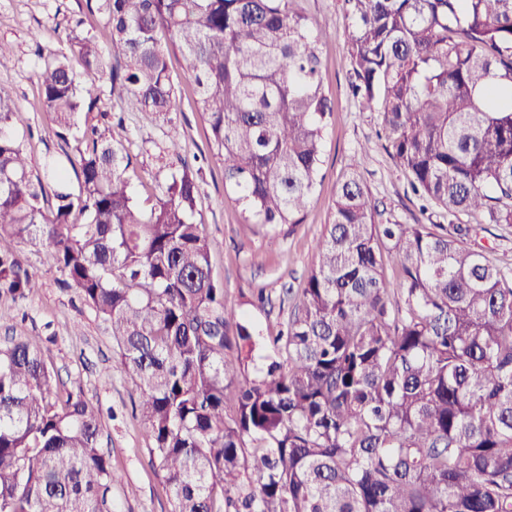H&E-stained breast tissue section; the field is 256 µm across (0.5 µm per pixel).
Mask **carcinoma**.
<instances>
[{"label": "carcinoma", "mask_w": 512, "mask_h": 512, "mask_svg": "<svg viewBox=\"0 0 512 512\" xmlns=\"http://www.w3.org/2000/svg\"><path fill=\"white\" fill-rule=\"evenodd\" d=\"M87 7L112 49L72 29L38 72L56 137L80 145L79 190L56 167L40 205L10 132L21 109L0 93V242L48 247L58 281L110 325L171 512H512V264L460 221L512 226V0H344L351 94L444 223L383 217L361 155L275 336L226 303L194 172L140 203L92 87L107 78L121 111L168 122L177 50L225 192L247 223L291 231L334 112L331 34L293 0ZM40 287L0 249V297ZM100 427L39 337L1 346L0 512H112Z\"/></svg>", "instance_id": "cac0c4a2"}]
</instances>
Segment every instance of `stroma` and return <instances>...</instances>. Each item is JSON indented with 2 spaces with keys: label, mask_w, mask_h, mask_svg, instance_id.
Masks as SVG:
<instances>
[{
  "label": "stroma",
  "mask_w": 512,
  "mask_h": 512,
  "mask_svg": "<svg viewBox=\"0 0 512 512\" xmlns=\"http://www.w3.org/2000/svg\"><path fill=\"white\" fill-rule=\"evenodd\" d=\"M315 26L332 33L322 46L323 81L334 100L318 185L306 220L294 230L279 229L276 247H269L265 228L245 223L239 208L224 191V172L208 160L207 125L189 102V90L180 87V110L168 124H157L137 112H120L119 94L109 80L97 82L93 93L108 117L122 118L127 147L134 166L129 177L138 199L158 191L170 169L187 162L199 173L203 220L211 242L215 277L224 286L229 305L246 313L270 333H277L291 311L283 295L286 287H301L314 262V243L328 223L341 175L361 152L369 158L361 177L370 198L386 213L406 224H430L436 217L422 211L407 175L396 168L378 139L376 113L360 111L349 91L351 66L347 53L343 0H295ZM83 20V32L108 43V31L100 16L89 14L86 0H0V41L10 43L0 56V92L10 95L22 108L16 133L27 155L33 177L43 176L48 163L67 167L70 188H77L70 160L78 159L77 142L65 143L53 131L41 105L37 80L39 50L57 51L59 39ZM177 138L179 156L168 155L170 138ZM16 255L22 266L34 272L39 290L11 302L0 298V308L13 309L18 336L42 337L48 361L58 369L68 387L83 391L102 410V444L111 455L120 481L112 487L113 512H170V496L161 474L151 463L142 433L138 396L126 381L116 347L106 324L79 299L74 290L56 279L49 252L20 246ZM266 290L270 306L258 308L252 300Z\"/></svg>",
  "instance_id": "1"
}]
</instances>
